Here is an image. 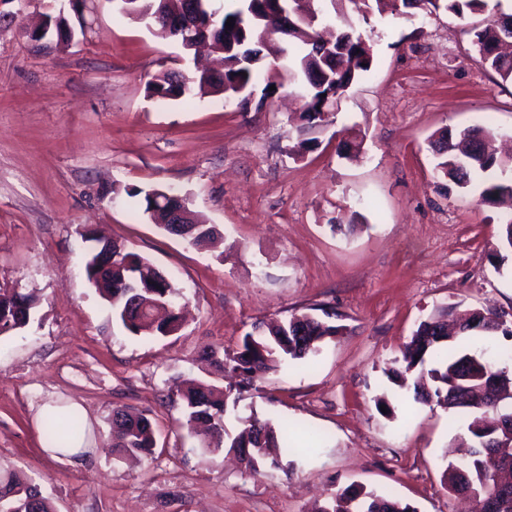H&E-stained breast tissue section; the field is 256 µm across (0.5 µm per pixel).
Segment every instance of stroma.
<instances>
[{
    "instance_id": "obj_1",
    "label": "stroma",
    "mask_w": 512,
    "mask_h": 512,
    "mask_svg": "<svg viewBox=\"0 0 512 512\" xmlns=\"http://www.w3.org/2000/svg\"><path fill=\"white\" fill-rule=\"evenodd\" d=\"M60 0H0V288L37 304L0 338V474L20 472L54 512H311L350 486L389 490L417 512H470L442 481L465 421L414 399L388 371L418 324L443 308L512 311L503 209L435 170L433 135L492 124L512 143V84L479 61L465 23L430 6L352 16L371 70L337 116L304 129L283 85L258 65L247 109L223 95L158 100L162 72L193 69L178 43L94 0L87 34H29ZM359 135L362 154L339 144ZM311 149L295 154L300 137ZM174 192L219 231L200 249L154 224L133 193ZM172 277L185 320L132 335L89 283L87 228ZM320 309L338 329L228 407L297 430L290 472L256 474L184 426L179 388L209 379L207 351L256 325ZM47 403L78 409L87 459L46 451ZM148 415L154 455L112 446V414Z\"/></svg>"
}]
</instances>
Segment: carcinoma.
<instances>
[{"label":"carcinoma","instance_id":"carcinoma-1","mask_svg":"<svg viewBox=\"0 0 512 512\" xmlns=\"http://www.w3.org/2000/svg\"><path fill=\"white\" fill-rule=\"evenodd\" d=\"M340 5L338 14L346 16L341 5H353V11L368 20V15L399 11V6L411 5L409 0H334ZM434 10H445L464 21L468 17L486 12V0H426ZM253 11L258 16L255 23L241 32L234 43L224 44V78L218 81L189 82L180 89L179 96L195 92L224 94L226 101L236 100L241 105L248 97L240 89L249 87L256 74L259 55L267 52L279 56L283 46L277 38H267L265 33L276 27L277 20L260 9L252 0H235V6L224 9L220 20L227 21L242 13ZM512 31V14H491L471 27L472 45L481 63L496 76V84H512V52H491L499 36ZM321 41L316 25L303 24L294 34L288 35V53L282 66L299 73L306 86L305 112L308 121L317 119L324 101L323 95L337 96L368 73L374 56L371 46L362 34L351 26L336 30L335 43L327 49L316 50ZM174 76L161 73L147 85L152 97L167 98ZM495 132L491 128H468L453 134L446 130L431 142L436 157V170L460 188L477 182L479 198L483 203L499 205L512 202V159L503 160L493 147ZM192 235L187 237L196 246H206L218 234L215 226L203 224L189 217ZM90 242L86 275L109 303L113 317L134 335H167L180 327L174 300L177 289L171 279L156 272V268L140 255L124 250L118 244L88 237ZM34 309L33 300L18 289L0 291V336L26 327ZM489 310H472L459 323V332H482L481 323ZM448 309L433 314L419 323L402 354L405 371L424 367L427 359L438 357L437 366L427 371L432 386L416 392L415 400L436 402L450 412L464 411L468 415L467 430L480 444L486 438V418L489 414L512 418V373L488 357L483 350L457 348V337L448 332ZM337 327L315 316L293 314L285 321L266 326L261 334H246L238 348L224 352L215 361L217 378L225 375L238 378L236 387L243 389L256 378L277 370L287 359L301 360L317 349L318 343L336 335ZM499 379V391L504 397L489 405L481 394L483 382L468 381L465 376L473 366ZM233 388L214 383H198L180 392L185 409L187 426L207 424L215 434L214 446L241 450L254 473L260 469L281 467L285 446L278 433L266 421L255 416L246 420L248 427L239 435L229 434L224 427V415ZM57 426L51 444L67 448L85 437L80 416L72 410L58 409L51 413ZM114 447L127 456L152 454L157 447L151 421L143 414L132 415L123 410L112 417ZM446 488L451 493H461L466 488L473 491V512H483L480 503L498 495V468L489 464L487 453L478 449L461 462H450L443 472ZM0 512H52L41 492L35 491L26 476L9 473L0 476ZM315 512H417L410 504L398 499L391 492L366 491L349 487L336 495V504L330 503Z\"/></svg>","mask_w":512,"mask_h":512}]
</instances>
